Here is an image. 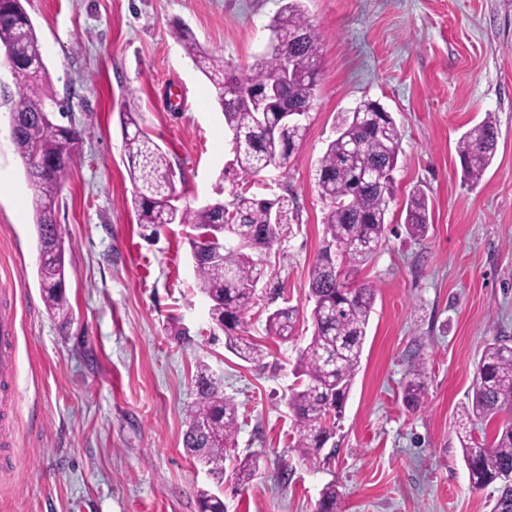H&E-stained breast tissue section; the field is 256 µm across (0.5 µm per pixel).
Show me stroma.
<instances>
[{"instance_id":"1","label":"stroma","mask_w":512,"mask_h":512,"mask_svg":"<svg viewBox=\"0 0 512 512\" xmlns=\"http://www.w3.org/2000/svg\"><path fill=\"white\" fill-rule=\"evenodd\" d=\"M302 3L322 35L307 134L288 171L221 184L231 158L224 118L176 32L188 26L243 72L282 0H27L52 89L84 144L55 212L72 309L64 323L38 282L34 189L8 129L18 82L0 65V300L13 305L18 351L0 512H199L203 490L226 512H316L331 483L342 512H491L496 488L472 489L457 417L484 348L512 345V0ZM363 100L384 105L400 130L396 199L381 246L352 276L375 287L376 301L336 450L306 460L287 400L313 332L308 272L324 246L328 203L314 171L338 114ZM125 107L166 153L179 206L200 207L221 187L288 197L291 231L267 256L238 328L262 347L260 362L242 361L213 333L189 227L143 237ZM487 117L499 129L497 150L473 185L457 142ZM416 186L432 222L422 239L403 225ZM288 306L297 310L292 338L268 336V313ZM417 362L427 388L413 409L403 388ZM202 364L238 406L237 445L220 473L183 445ZM247 456L259 468L244 487L232 472Z\"/></svg>"}]
</instances>
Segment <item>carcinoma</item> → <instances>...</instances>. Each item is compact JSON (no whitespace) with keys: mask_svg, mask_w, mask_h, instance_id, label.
I'll list each match as a JSON object with an SVG mask.
<instances>
[{"mask_svg":"<svg viewBox=\"0 0 512 512\" xmlns=\"http://www.w3.org/2000/svg\"><path fill=\"white\" fill-rule=\"evenodd\" d=\"M270 35L295 55L298 74L287 92L268 104L269 127L256 122L259 94L277 84L281 61L270 53L258 56L243 74L202 49L192 30L177 32L188 55L210 81L230 134L239 146L232 171L257 176L267 170H288L293 154L307 132V124L280 126L279 111L309 114L320 80V33L309 22L301 0H284L268 25ZM14 48L20 82L10 113L27 121L52 115L60 106L46 76V69H26L27 58L42 52L22 0H0V50ZM129 176L136 188L133 205L143 236L156 238L168 224H186L193 230L189 243L201 291L211 301V319L224 328L226 345L246 362H258L263 350L236 335V328L251 307L255 285L264 277L262 256L289 228V201L286 196L259 198L235 192L232 199L216 200L197 209L180 208L171 199L174 188L168 182L171 165L161 148L141 126L139 114L119 113ZM498 128L487 118L466 131L458 142L464 177L473 185L480 182L496 153ZM13 143L35 188L33 209L42 256L40 284L49 308L67 319L69 309L63 290L65 250L53 251L63 242L55 210L69 163L82 147L76 129L62 132L53 124L23 127ZM401 134L391 113L375 102L362 101L341 113L336 137L319 160L314 179L320 195L329 202L323 218L326 245L309 272V297L313 334L299 351L296 388L288 398L294 420V447L305 459L318 456L333 437L328 414L337 417L361 362L363 345L374 309L376 289L369 283L350 287L349 272L366 261L384 238L395 181L379 184L368 180L372 172L388 174L397 163ZM407 233L423 238L429 231L427 195L417 189L404 206ZM276 211L279 222L270 223ZM233 227L232 239L224 249L203 253L198 234L215 226ZM296 309L278 308L268 314L265 331L287 340L295 328ZM426 370L418 363L403 393L406 402L419 405L425 391ZM189 425L183 437L186 451L197 461L213 468L222 466L228 451L236 447L238 408L232 399L219 394L208 369H200L196 381V401L188 411ZM464 419L496 422L493 444L478 442L473 431L460 437L463 460L471 487L480 490L499 483L493 512H512V493L505 485L512 474V347L501 340L489 345L479 363L472 395L463 411ZM259 468L258 460L246 457L236 465L238 481H249ZM342 494L336 484L326 486L317 512H341Z\"/></svg>","mask_w":512,"mask_h":512,"instance_id":"carcinoma-1","label":"carcinoma"}]
</instances>
